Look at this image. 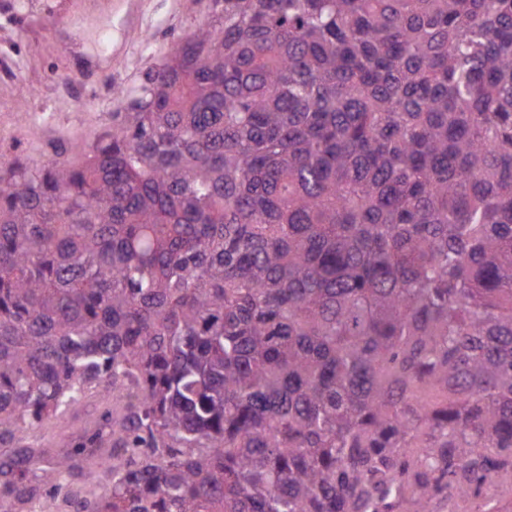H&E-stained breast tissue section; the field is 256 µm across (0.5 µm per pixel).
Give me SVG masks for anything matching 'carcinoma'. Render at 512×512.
<instances>
[{"label":"carcinoma","instance_id":"obj_1","mask_svg":"<svg viewBox=\"0 0 512 512\" xmlns=\"http://www.w3.org/2000/svg\"><path fill=\"white\" fill-rule=\"evenodd\" d=\"M123 94L0 164V512H501L512 0H213Z\"/></svg>","mask_w":512,"mask_h":512}]
</instances>
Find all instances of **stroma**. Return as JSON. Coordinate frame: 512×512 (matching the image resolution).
I'll use <instances>...</instances> for the list:
<instances>
[{
  "label": "stroma",
  "instance_id": "35a3bbf8",
  "mask_svg": "<svg viewBox=\"0 0 512 512\" xmlns=\"http://www.w3.org/2000/svg\"><path fill=\"white\" fill-rule=\"evenodd\" d=\"M64 13L78 27L62 26ZM211 15L212 0H0V47L18 61L0 71V160L37 162L127 111L116 88L139 85L158 55ZM20 99L33 108L21 127Z\"/></svg>",
  "mask_w": 512,
  "mask_h": 512
}]
</instances>
